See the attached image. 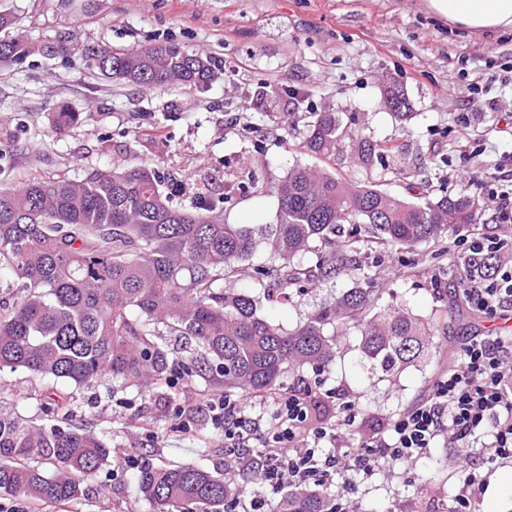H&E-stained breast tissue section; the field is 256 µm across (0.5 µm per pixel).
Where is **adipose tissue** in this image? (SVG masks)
Returning <instances> with one entry per match:
<instances>
[{
	"label": "adipose tissue",
	"instance_id": "adipose-tissue-1",
	"mask_svg": "<svg viewBox=\"0 0 512 512\" xmlns=\"http://www.w3.org/2000/svg\"><path fill=\"white\" fill-rule=\"evenodd\" d=\"M429 5L441 18L470 31L512 27V0H429Z\"/></svg>",
	"mask_w": 512,
	"mask_h": 512
}]
</instances>
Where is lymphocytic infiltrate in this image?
<instances>
[{
    "label": "lymphocytic infiltrate",
    "mask_w": 512,
    "mask_h": 512,
    "mask_svg": "<svg viewBox=\"0 0 512 512\" xmlns=\"http://www.w3.org/2000/svg\"><path fill=\"white\" fill-rule=\"evenodd\" d=\"M512 155L500 156L486 172L480 188L498 202L499 223L512 224ZM453 244L470 264L461 279V295L476 313H512V266L483 274L475 262L503 250L500 235L456 234ZM312 386L293 388L281 398L275 419L263 424L247 416V396L214 394L210 409L224 427L230 463L240 471L261 470L266 494L289 486H325L337 474L355 468L367 471L372 461L408 462L442 434L458 447L488 431L489 462L512 461V336H474L450 356V364L428 394L389 425L374 430L368 441L341 455L329 453L342 423L322 418Z\"/></svg>",
    "instance_id": "f902f5d3"
}]
</instances>
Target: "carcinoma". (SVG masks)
Instances as JSON below:
<instances>
[{"label":"carcinoma","instance_id":"obj_1","mask_svg":"<svg viewBox=\"0 0 512 512\" xmlns=\"http://www.w3.org/2000/svg\"><path fill=\"white\" fill-rule=\"evenodd\" d=\"M53 56L62 45L37 47L25 36L0 38V68L21 65L36 51ZM87 68L141 90L212 81L218 61L169 41L135 50L85 49ZM79 113L63 108L54 127L64 131ZM351 144L358 165L370 168L395 155L343 123L317 112L305 149L328 158ZM155 167L93 170L79 178L28 177L0 188V271L9 272L11 304L0 312V372L22 371L47 383L38 424L0 411V493L36 505L76 506L83 481L120 456L77 422L70 397L50 383L80 389L109 381L140 394L174 377H200L226 392L272 393L291 370L329 369L349 323L359 332L361 361L391 377L432 357L433 336L448 310L425 320L402 305L377 308L373 288H349L292 330L258 313L257 298L224 287L250 261L258 241L266 258L257 273L287 301L313 276L337 277L349 251L373 240L404 250L436 242L479 220L473 197L431 193L414 184L395 196L374 182L349 183L320 165L293 166L276 189L278 222L224 223L223 202L203 200L192 210L173 206L179 189L161 190ZM317 265L304 266L307 256ZM136 499L151 512H229L239 486L200 464L132 462ZM329 488L293 487L269 512H336Z\"/></svg>","mask_w":512,"mask_h":512}]
</instances>
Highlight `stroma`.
Wrapping results in <instances>:
<instances>
[{
  "mask_svg": "<svg viewBox=\"0 0 512 512\" xmlns=\"http://www.w3.org/2000/svg\"><path fill=\"white\" fill-rule=\"evenodd\" d=\"M82 2L0 0V10L18 16L20 33L68 48L64 57L35 55L25 71L0 73V187L33 175L77 177L148 165L182 185L177 205L227 194L225 223L273 224L277 185L295 163L310 161L301 148L309 116L328 107L359 116L366 134L399 145L392 169L359 167L345 150L331 171L394 194L406 195L408 182L420 180L480 194L479 181L494 159L475 155L476 146L489 141L498 153L512 154V83L504 70L512 64L511 28L470 34L433 13L427 0H94L88 10ZM168 41L218 57L223 71L203 88L139 91L94 77L86 66L89 46L128 50ZM390 81L410 102V122L382 104ZM470 83L480 94L466 95ZM63 106L80 120L60 133L51 118ZM356 258L381 305L402 301L423 317L447 308L448 322L434 338L438 356L493 329L457 300L463 266L451 238L409 252L374 244ZM360 283L349 267L339 278L306 283L285 305L264 297L251 276L232 287L258 296L260 315L292 329ZM358 342L357 330H348L344 358L322 377L331 391L322 410L349 417L346 441L353 428L389 421L417 403L444 369L432 360L391 380L372 378L359 361ZM219 390L197 377L144 396L108 383L76 393L78 420L126 457L83 482L82 512H150L130 492L133 459L201 462L223 473V452L199 454L202 436L218 433L207 402ZM40 392L24 373H0V404L36 421ZM431 471L439 479L423 487L421 478ZM470 471L483 483L480 512H512V463L486 465L476 456L466 463L441 440L412 464L347 474L334 491L351 512H452Z\"/></svg>",
  "mask_w": 512,
  "mask_h": 512,
  "instance_id": "stroma-1",
  "label": "stroma"
}]
</instances>
